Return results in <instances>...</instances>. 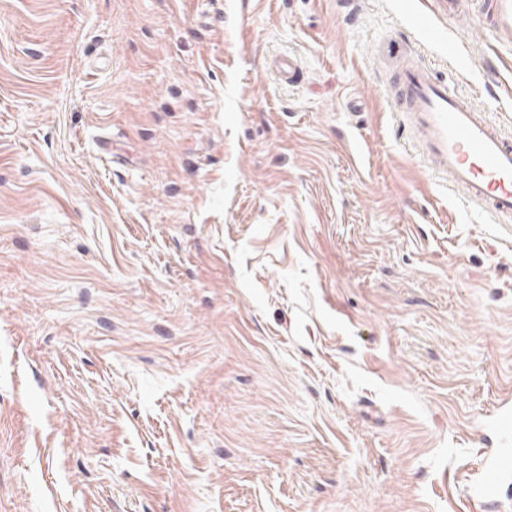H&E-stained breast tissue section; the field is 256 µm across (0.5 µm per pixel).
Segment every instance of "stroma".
Instances as JSON below:
<instances>
[{
    "mask_svg": "<svg viewBox=\"0 0 512 512\" xmlns=\"http://www.w3.org/2000/svg\"><path fill=\"white\" fill-rule=\"evenodd\" d=\"M483 2L0 0V512H472L512 221L389 77L512 133Z\"/></svg>",
    "mask_w": 512,
    "mask_h": 512,
    "instance_id": "35a3bbf8",
    "label": "stroma"
}]
</instances>
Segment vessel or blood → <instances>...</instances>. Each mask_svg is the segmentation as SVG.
Here are the masks:
<instances>
[{
    "label": "vessel or blood",
    "instance_id": "1",
    "mask_svg": "<svg viewBox=\"0 0 512 512\" xmlns=\"http://www.w3.org/2000/svg\"><path fill=\"white\" fill-rule=\"evenodd\" d=\"M490 34L512 37V0H484ZM397 98L413 139L431 168L464 197L500 218H512V136L486 112L450 90L421 65L401 68ZM512 460H488L471 499L478 506L495 503Z\"/></svg>",
    "mask_w": 512,
    "mask_h": 512
}]
</instances>
